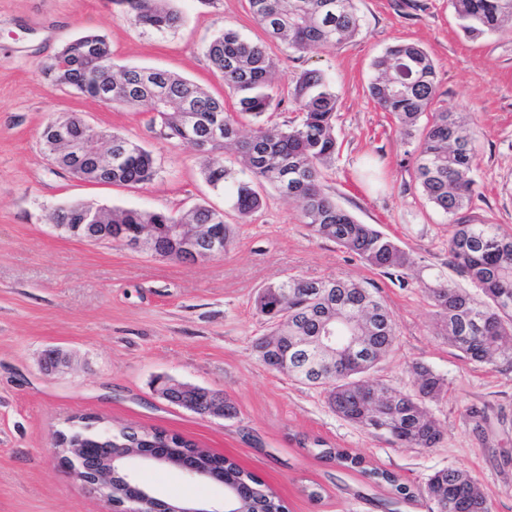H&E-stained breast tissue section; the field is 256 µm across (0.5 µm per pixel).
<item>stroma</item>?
I'll return each instance as SVG.
<instances>
[{
	"mask_svg": "<svg viewBox=\"0 0 512 512\" xmlns=\"http://www.w3.org/2000/svg\"><path fill=\"white\" fill-rule=\"evenodd\" d=\"M174 6L182 20L160 35L126 20L112 0H0V512H111L103 495L68 473L55 446L88 415L110 430L159 428L224 456L275 491L287 512H431L422 490L446 468L465 471L492 512H512V367L471 364L444 336L429 289L462 282L448 265L449 220L413 178L415 138L368 90L371 64L387 47H423L436 68V107L466 113L476 131L469 214L512 234V34L468 38L449 0H355L358 35L298 52L267 42L248 0ZM227 30L266 42L279 62L272 94L280 106L262 124L297 119L291 92L302 71L326 75L337 96L339 151L324 183L337 204L408 252L410 269L384 274L314 235L270 187L263 207L239 218L206 183L196 150L160 137L151 114L80 97L41 71L67 40L99 34L115 62L178 73L233 112L236 98L206 55ZM69 113L149 151L154 179L130 188L72 178L41 139ZM76 202L171 214L204 204L224 211L235 236L224 255L197 262L84 242L54 222ZM288 275L379 288L396 341L373 375L401 391L419 365L443 379L441 397L426 404L442 431L437 447L391 446L336 414L320 389L263 365L252 343L268 326L255 299ZM160 376L224 394L236 412L220 419L171 405L153 390ZM320 448L344 449L363 466L319 458ZM371 469L394 474L413 497L394 500L389 485L368 477ZM135 474L162 497L224 499L223 486L174 467Z\"/></svg>",
	"mask_w": 512,
	"mask_h": 512,
	"instance_id": "obj_1",
	"label": "stroma"
}]
</instances>
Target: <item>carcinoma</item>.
Here are the masks:
<instances>
[{"label":"carcinoma","mask_w":512,"mask_h":512,"mask_svg":"<svg viewBox=\"0 0 512 512\" xmlns=\"http://www.w3.org/2000/svg\"><path fill=\"white\" fill-rule=\"evenodd\" d=\"M256 21L267 35L300 52L339 45L360 30L354 0H248ZM461 29L472 38L487 34L512 33V0H451ZM126 19L163 34L180 20L169 0H113ZM104 65L91 63L82 37L68 41L61 51L47 59L42 69L56 74V82L78 95L103 103L101 94L112 84V102L153 113L160 120L159 134L165 139L187 142L198 152L209 151L203 173L208 184L229 194L232 208L242 217L260 209L264 199L258 187L269 185L280 195L296 202L302 223L316 235L330 239L356 255L367 265L400 272L412 264L410 255L392 238L372 224H363L340 207L323 184V170L336 156L334 135L337 99L325 76L318 70L304 71L294 87L292 102L299 111L298 121L280 128H266L259 118L273 106L269 92L276 69L274 58L264 44L241 38L226 30L206 49L212 65L224 75V84L237 97L242 116L255 121L248 137L240 136L239 121L224 111V100L205 88L168 70L139 66L116 68L112 47L98 36ZM375 72L369 85L372 99L393 115L408 136L418 132L415 177L423 195L452 221L448 241V265L477 293L438 283L430 289L435 315L450 321L445 329L448 340L474 364H512V236L500 232L496 224H474L460 216L473 203L475 131L452 112H432L437 98L436 72L428 53L417 45L401 43L389 47L372 62ZM198 118L196 128L186 124V116ZM224 125L223 144H201L207 125L214 119ZM101 145L112 144V153L123 157L112 170V184L136 186L157 174L152 155L124 136L100 130ZM57 165L69 166L63 144L44 143ZM233 146L239 153L242 171L248 178L224 166V148ZM93 209L98 223L112 225V241L136 224H207L224 231V247H229L233 227L224 212L199 205L173 215L135 208L112 209L91 203H76L60 211L69 224L84 222ZM259 313L265 317L269 333L256 340L254 348L261 362L271 370L283 368L280 359L288 358V377L297 382L323 388L331 408L344 419L365 429L367 416L377 411L391 420L383 432L399 447L434 448L442 432L425 408L426 401L439 397L443 379L430 369H414V386L397 391L369 372L391 351L396 340L393 317L378 288L368 282L339 279L308 280L287 276L264 287L257 298ZM356 312L362 320V334L374 354L372 362L360 367L350 357L333 358L335 372L328 370L313 378L303 362L293 354L279 352L268 356L267 340L273 336L318 335L323 320L339 319ZM377 395L376 409L367 401ZM112 447L161 451L178 459L194 444L162 430H137L124 427L112 435ZM319 455L336 460L347 468H359L362 459L339 448H324ZM195 462L215 472L217 483L230 497L232 510L242 512H286L282 500L252 473L235 462L212 453H200ZM370 477L391 486L394 499L413 497L410 487L389 472L371 469ZM424 493L435 512H492L488 497L462 471L441 469L426 482Z\"/></svg>","instance_id":"carcinoma-1"}]
</instances>
